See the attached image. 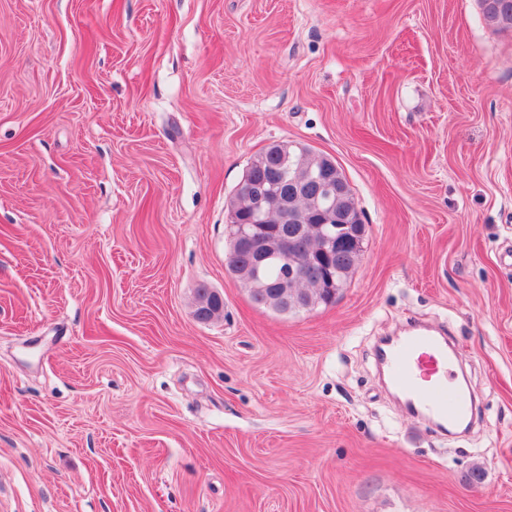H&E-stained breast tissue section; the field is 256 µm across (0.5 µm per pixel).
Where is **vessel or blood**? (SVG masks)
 I'll list each match as a JSON object with an SVG mask.
<instances>
[{
	"instance_id": "vessel-or-blood-1",
	"label": "vessel or blood",
	"mask_w": 512,
	"mask_h": 512,
	"mask_svg": "<svg viewBox=\"0 0 512 512\" xmlns=\"http://www.w3.org/2000/svg\"><path fill=\"white\" fill-rule=\"evenodd\" d=\"M456 359L447 336L425 325L386 338L378 348L388 387L400 393L415 414L439 424L465 422L472 411L469 392L452 379Z\"/></svg>"
}]
</instances>
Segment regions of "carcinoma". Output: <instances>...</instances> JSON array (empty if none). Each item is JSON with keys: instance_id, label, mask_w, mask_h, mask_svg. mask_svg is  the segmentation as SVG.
Listing matches in <instances>:
<instances>
[{"instance_id": "cac0c4a2", "label": "carcinoma", "mask_w": 512, "mask_h": 512, "mask_svg": "<svg viewBox=\"0 0 512 512\" xmlns=\"http://www.w3.org/2000/svg\"><path fill=\"white\" fill-rule=\"evenodd\" d=\"M479 3L484 19L489 25L500 30L512 29V2L479 0ZM246 173L251 177L254 191L268 198L269 205L274 208L267 223L260 225L269 236L280 228L275 209L278 208L280 198L288 193V182L299 177L308 180L311 185L309 193L288 198L294 210L308 216L304 227L307 252L289 257L293 262H302L306 258V253L316 252L336 226L335 220L320 215L323 205L315 197L316 185L328 178L346 187L345 193L339 197L338 209L348 217V223L358 234V245L352 249L336 251L327 272L320 266L314 270L307 269L303 276L290 282L288 297L284 298L274 293V281L280 275V268L274 267L263 276H256L253 259L245 250L236 252L233 258L228 260L229 268L238 276L248 289L251 299L258 305L279 313L288 311L296 314L321 303L334 302L336 294L358 266L367 237L366 225L361 220L360 210L336 162L307 147L281 141L254 155L247 165ZM327 275L331 277L332 282L325 281Z\"/></svg>"}]
</instances>
